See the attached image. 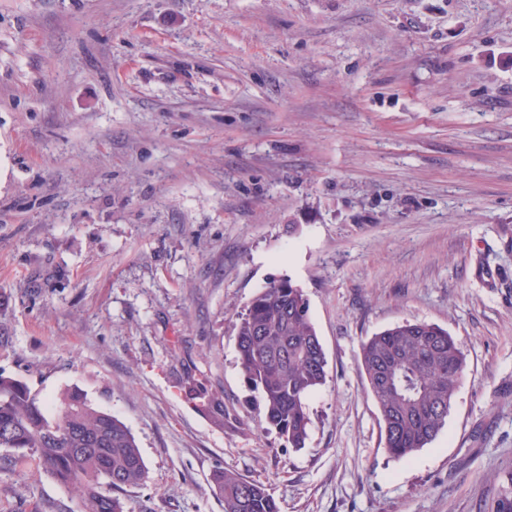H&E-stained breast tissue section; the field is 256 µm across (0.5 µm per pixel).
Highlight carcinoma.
<instances>
[{"label":"carcinoma","instance_id":"cac0c4a2","mask_svg":"<svg viewBox=\"0 0 512 512\" xmlns=\"http://www.w3.org/2000/svg\"><path fill=\"white\" fill-rule=\"evenodd\" d=\"M238 363L260 398L259 426L290 448L305 446L309 399L327 382V359L302 288L269 283L235 321ZM358 362L382 423L384 447L403 460L426 447L446 425L466 356L447 330L402 322L363 340ZM204 406L224 426V403ZM0 469L30 459L64 486L80 489L86 512H125L116 493L140 486L146 467L129 428L93 408L77 392L41 403L23 381L0 374ZM224 512H281L261 482L230 468L213 475Z\"/></svg>","mask_w":512,"mask_h":512}]
</instances>
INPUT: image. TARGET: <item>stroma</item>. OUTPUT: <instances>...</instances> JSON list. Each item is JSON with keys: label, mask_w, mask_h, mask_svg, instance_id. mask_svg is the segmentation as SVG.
I'll list each match as a JSON object with an SVG mask.
<instances>
[{"label": "stroma", "mask_w": 512, "mask_h": 512, "mask_svg": "<svg viewBox=\"0 0 512 512\" xmlns=\"http://www.w3.org/2000/svg\"><path fill=\"white\" fill-rule=\"evenodd\" d=\"M304 289L328 379L258 426L234 323ZM0 372L81 392L147 468L127 512H489L512 484V0H0ZM467 356L447 423L384 448L361 342ZM224 401L214 426L188 389ZM0 512H85L36 464ZM213 484L224 501V512H281L266 485L234 469L218 468Z\"/></svg>", "instance_id": "stroma-1"}]
</instances>
